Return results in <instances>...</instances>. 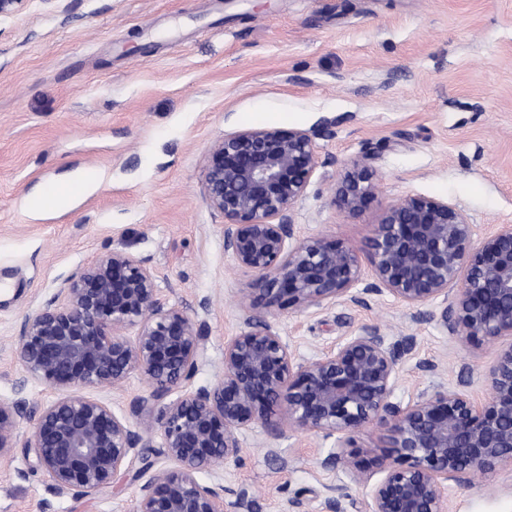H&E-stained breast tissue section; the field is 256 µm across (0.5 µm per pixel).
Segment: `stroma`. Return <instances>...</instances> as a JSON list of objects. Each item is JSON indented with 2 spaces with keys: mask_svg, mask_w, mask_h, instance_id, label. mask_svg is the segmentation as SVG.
Returning <instances> with one entry per match:
<instances>
[{
  "mask_svg": "<svg viewBox=\"0 0 512 512\" xmlns=\"http://www.w3.org/2000/svg\"><path fill=\"white\" fill-rule=\"evenodd\" d=\"M275 127L317 133L321 165L292 217L299 237L336 239L366 253L384 210L409 195L462 209L483 243L512 224V0H30L0 19V398L22 374L20 325L72 269L120 250L157 275L169 304L205 319L207 357L193 386L213 384L224 343L244 328L255 278L224 251V219L203 183L210 147L225 134ZM367 162L376 195L357 215L332 198L344 169ZM82 172L98 186L71 208L34 214L36 191ZM321 309L275 311L269 321L310 359L380 328L397 347V403L468 369L484 398V342L449 336L440 304L410 308L387 292ZM410 350H401L405 337ZM144 383L88 389L137 428ZM238 461L207 484L245 489L253 512H326L323 488L362 502L371 483L320 464L333 440L256 423ZM276 444L279 457L269 456ZM136 488L57 497L22 452L0 462V512H133ZM450 512H512V473L451 486Z\"/></svg>",
  "mask_w": 512,
  "mask_h": 512,
  "instance_id": "1",
  "label": "stroma"
}]
</instances>
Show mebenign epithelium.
<instances>
[{"label":"benign epithelium","instance_id":"benign-epithelium-1","mask_svg":"<svg viewBox=\"0 0 512 512\" xmlns=\"http://www.w3.org/2000/svg\"><path fill=\"white\" fill-rule=\"evenodd\" d=\"M316 134L261 127L224 135L210 149L203 192L224 217V251L255 276L245 329L224 342V369L212 385L191 382L205 358L206 323L170 305L143 261L107 252L61 280L55 293L21 325L16 356L24 376L11 398H0V459L17 445L58 497H91L125 480L138 484L135 512H229L246 493L199 480L239 457V433L255 422L278 437L288 429L338 437L321 465H342L359 480L382 474L361 512H449L448 488L495 471L512 472V224H500L480 246L473 225L448 202L409 195L390 205L370 237L373 287L411 308L437 300L451 336L483 341L495 359L483 377L481 401L471 381L438 385L406 405L391 401L397 354L380 329L361 327L313 359H299L261 311H307L339 298L361 302L359 252L323 238H299L294 205L321 164ZM374 171L347 169L332 204L360 212L374 197ZM135 330L129 336L126 331ZM133 374L145 394L133 411H157L170 465L133 460L153 430L139 431L112 408L79 393L120 390ZM52 387L56 398L28 410L26 385ZM183 394L167 400L175 389ZM286 405L285 418L274 417ZM30 433L19 441L22 422ZM387 428L385 450L350 449V435Z\"/></svg>","mask_w":512,"mask_h":512}]
</instances>
